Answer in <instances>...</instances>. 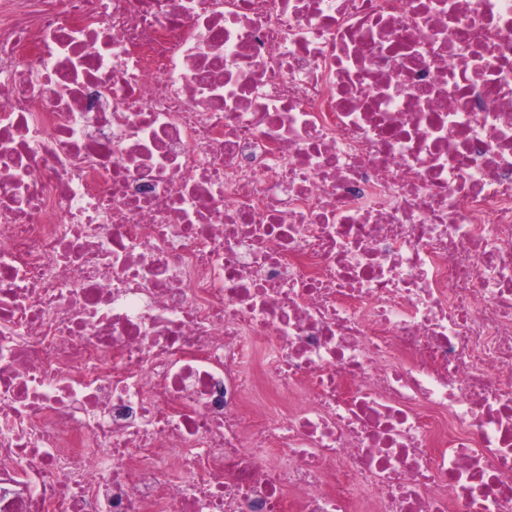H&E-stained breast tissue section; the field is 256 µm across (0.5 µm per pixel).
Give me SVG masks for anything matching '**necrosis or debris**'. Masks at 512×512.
I'll list each match as a JSON object with an SVG mask.
<instances>
[{"instance_id":"obj_1","label":"necrosis or debris","mask_w":512,"mask_h":512,"mask_svg":"<svg viewBox=\"0 0 512 512\" xmlns=\"http://www.w3.org/2000/svg\"><path fill=\"white\" fill-rule=\"evenodd\" d=\"M0 512H512V0H0Z\"/></svg>"}]
</instances>
